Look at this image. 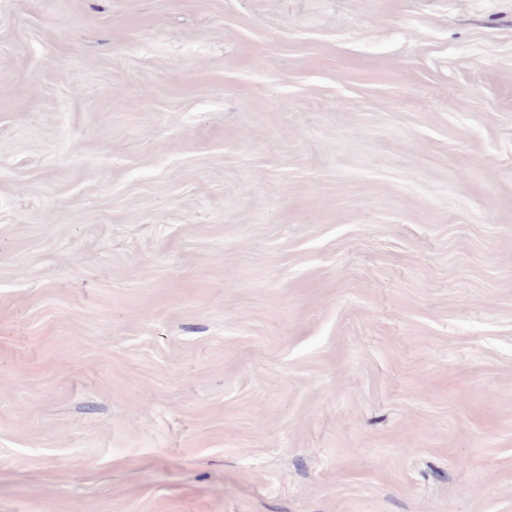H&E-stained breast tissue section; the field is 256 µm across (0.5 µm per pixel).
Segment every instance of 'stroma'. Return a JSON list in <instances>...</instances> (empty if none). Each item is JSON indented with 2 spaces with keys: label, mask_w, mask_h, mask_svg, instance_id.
<instances>
[{
  "label": "stroma",
  "mask_w": 512,
  "mask_h": 512,
  "mask_svg": "<svg viewBox=\"0 0 512 512\" xmlns=\"http://www.w3.org/2000/svg\"><path fill=\"white\" fill-rule=\"evenodd\" d=\"M0 512H512V0H0Z\"/></svg>",
  "instance_id": "stroma-1"
}]
</instances>
